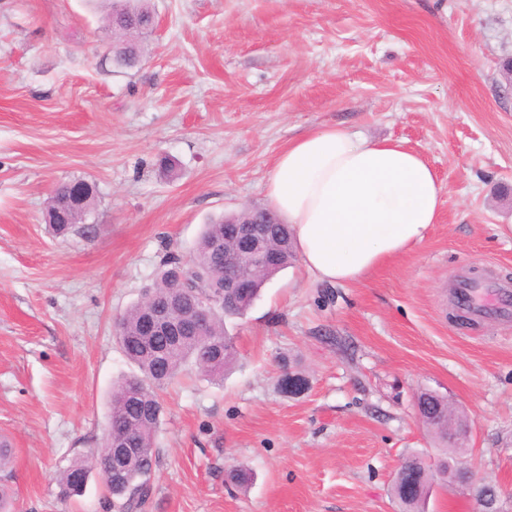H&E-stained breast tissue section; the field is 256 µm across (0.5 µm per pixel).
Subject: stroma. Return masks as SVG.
<instances>
[{
	"label": "stroma",
	"mask_w": 512,
	"mask_h": 512,
	"mask_svg": "<svg viewBox=\"0 0 512 512\" xmlns=\"http://www.w3.org/2000/svg\"><path fill=\"white\" fill-rule=\"evenodd\" d=\"M133 68L109 0H0V439L15 512H111L92 475L113 385L136 368L115 321L205 224L266 207L293 138L339 124L404 141L443 185L439 222L346 286L300 262L227 320L221 383L162 395L146 512H400L403 457L439 455L416 401L471 422L475 476L512 512V322L460 318L465 276L512 282V0H148ZM94 184L84 231L44 221L57 183ZM245 468L249 484L228 473ZM418 406L426 423L431 425L437 413L448 409V400L433 392H421L418 396Z\"/></svg>",
	"instance_id": "35a3bbf8"
}]
</instances>
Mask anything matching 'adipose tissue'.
Masks as SVG:
<instances>
[{"label":"adipose tissue","mask_w":512,"mask_h":512,"mask_svg":"<svg viewBox=\"0 0 512 512\" xmlns=\"http://www.w3.org/2000/svg\"><path fill=\"white\" fill-rule=\"evenodd\" d=\"M266 192L293 227L305 272L345 285L424 241L438 221L443 186L403 141L326 126L289 142Z\"/></svg>","instance_id":"obj_1"}]
</instances>
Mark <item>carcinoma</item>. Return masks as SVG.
<instances>
[{
	"instance_id": "1",
	"label": "carcinoma",
	"mask_w": 512,
	"mask_h": 512,
	"mask_svg": "<svg viewBox=\"0 0 512 512\" xmlns=\"http://www.w3.org/2000/svg\"><path fill=\"white\" fill-rule=\"evenodd\" d=\"M145 0H126L121 8L108 16L112 29L114 49L112 61L119 67H128L138 61L143 50L145 28L152 24V13L144 6ZM97 191L86 189L82 203H76L73 182L58 184L47 206V222L57 235H66L85 221L93 210ZM258 215L267 222L269 256L264 264L244 263L248 287L237 289L231 303L218 311L207 335L194 333L177 338L150 336L143 328V319L150 301L171 304L208 301L215 296L214 288L224 282V265L210 249L215 237L224 239L229 249H242L235 237V224ZM294 259L293 235L289 225L272 209L248 208L206 225L197 248L179 277L174 270L179 258L171 255L165 260L155 284L148 288L142 301L129 307L118 319L116 340L124 356L138 368L133 374L113 387L104 445L89 459L76 457L62 470L59 478L61 495L65 498L84 492L89 477L96 472L104 479L112 496L114 512H137L150 495V475L157 462L156 437L164 408L159 391L170 385L187 366L202 371L210 380L221 381L236 359L234 337L224 329V320L244 316L258 296L262 286ZM418 406L426 423H433L437 413L448 408V400L433 392H422ZM123 438L130 448H141L143 453L126 460L121 469L112 466L108 448L110 439ZM416 477L424 494L430 492L434 474L424 464L423 455L411 454L403 460L400 485L391 487V495L401 499L399 486L405 479Z\"/></svg>"
}]
</instances>
